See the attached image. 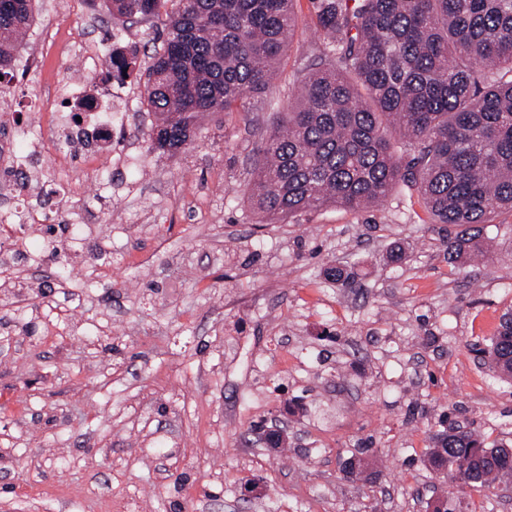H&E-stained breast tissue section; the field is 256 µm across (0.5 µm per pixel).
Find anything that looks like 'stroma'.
Returning a JSON list of instances; mask_svg holds the SVG:
<instances>
[{
    "label": "stroma",
    "instance_id": "stroma-1",
    "mask_svg": "<svg viewBox=\"0 0 512 512\" xmlns=\"http://www.w3.org/2000/svg\"><path fill=\"white\" fill-rule=\"evenodd\" d=\"M56 2H32L50 42L82 41L88 17H109L102 0ZM174 8L127 26V78L87 76L127 96L136 124L135 142L117 143L130 165L89 164L78 191L52 200L98 229L96 256L69 247L67 225L36 223L14 250L53 236L56 259L0 267V512H427L449 495L426 456L443 417L512 441V383L473 350L512 310V212L495 214L484 257L467 263L449 262L447 225L404 185L370 212L258 223L252 159L322 53L311 2L295 4L277 82L167 152L143 96ZM42 52L40 78L8 77L17 111L84 64ZM271 418L287 446L250 441ZM360 452L368 476L346 477ZM454 497L463 512H512V483Z\"/></svg>",
    "mask_w": 512,
    "mask_h": 512
}]
</instances>
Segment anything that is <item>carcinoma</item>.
<instances>
[{
  "label": "carcinoma",
  "mask_w": 512,
  "mask_h": 512,
  "mask_svg": "<svg viewBox=\"0 0 512 512\" xmlns=\"http://www.w3.org/2000/svg\"><path fill=\"white\" fill-rule=\"evenodd\" d=\"M168 0H107L112 23L155 16ZM295 0H178L144 84L152 140L187 144L206 112L263 92L296 26ZM323 57L267 132L246 199L262 224L339 205L361 212L400 184L422 198L457 260L483 250L491 217L512 210V0H312ZM32 0H0V75ZM504 324L484 348L498 377ZM473 428L437 435L428 462L478 488L512 475Z\"/></svg>",
  "instance_id": "carcinoma-1"
}]
</instances>
